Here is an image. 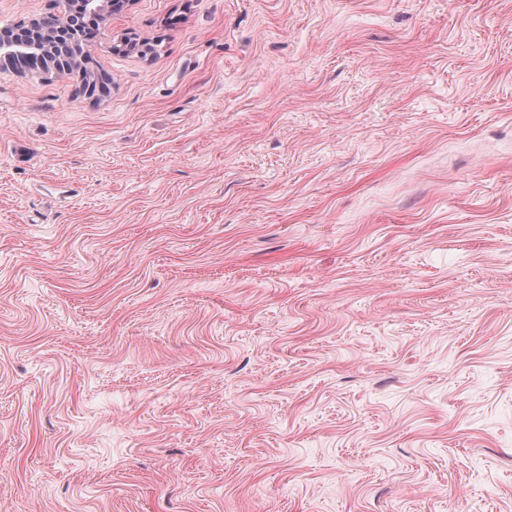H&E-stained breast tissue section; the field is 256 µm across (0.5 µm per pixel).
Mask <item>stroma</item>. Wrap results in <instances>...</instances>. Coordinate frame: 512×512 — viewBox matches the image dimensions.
I'll return each mask as SVG.
<instances>
[{
    "mask_svg": "<svg viewBox=\"0 0 512 512\" xmlns=\"http://www.w3.org/2000/svg\"><path fill=\"white\" fill-rule=\"evenodd\" d=\"M88 54L0 70V512H512V0Z\"/></svg>",
    "mask_w": 512,
    "mask_h": 512,
    "instance_id": "35a3bbf8",
    "label": "stroma"
}]
</instances>
